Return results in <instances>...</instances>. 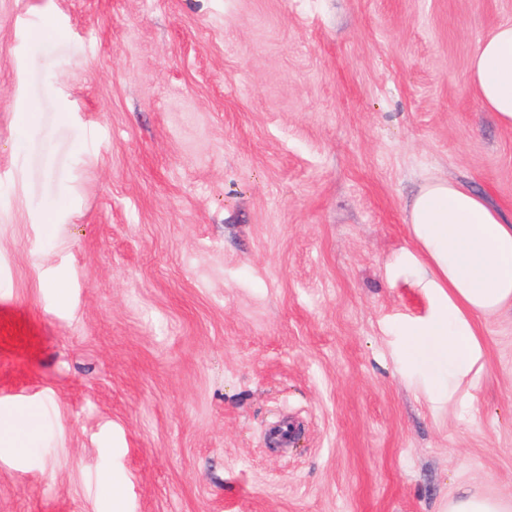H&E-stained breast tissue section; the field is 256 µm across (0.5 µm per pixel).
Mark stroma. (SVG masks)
I'll list each match as a JSON object with an SVG mask.
<instances>
[{"label":"stroma","instance_id":"35a3bbf8","mask_svg":"<svg viewBox=\"0 0 512 512\" xmlns=\"http://www.w3.org/2000/svg\"><path fill=\"white\" fill-rule=\"evenodd\" d=\"M503 23L512 0H0V421L30 426L0 434V512L512 500V311L476 319L451 399L399 334L430 308L421 186L512 214L470 73Z\"/></svg>","mask_w":512,"mask_h":512}]
</instances>
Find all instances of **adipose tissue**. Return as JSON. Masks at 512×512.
Segmentation results:
<instances>
[{
  "mask_svg": "<svg viewBox=\"0 0 512 512\" xmlns=\"http://www.w3.org/2000/svg\"><path fill=\"white\" fill-rule=\"evenodd\" d=\"M480 99L498 123L512 128V24L483 39L471 61ZM422 255L411 273L432 301L430 315L404 326L411 346L430 342L444 366L433 392L454 396L479 361L477 317L512 309V218L484 196L443 179L427 182L405 219Z\"/></svg>",
  "mask_w": 512,
  "mask_h": 512,
  "instance_id": "adipose-tissue-1",
  "label": "adipose tissue"
}]
</instances>
